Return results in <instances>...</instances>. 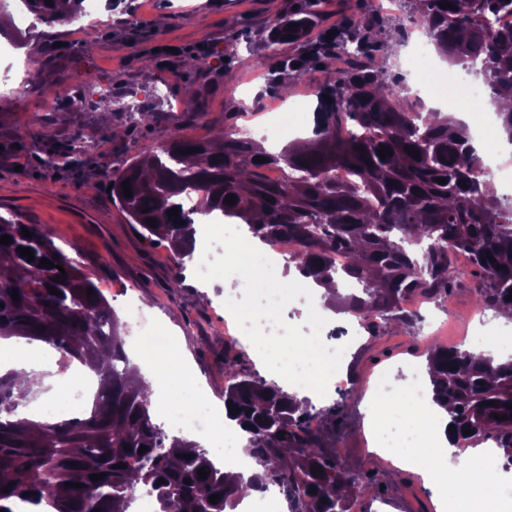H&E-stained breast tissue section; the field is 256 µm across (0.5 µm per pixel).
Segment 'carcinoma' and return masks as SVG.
Returning <instances> with one entry per match:
<instances>
[{
	"instance_id": "cac0c4a2",
	"label": "carcinoma",
	"mask_w": 512,
	"mask_h": 512,
	"mask_svg": "<svg viewBox=\"0 0 512 512\" xmlns=\"http://www.w3.org/2000/svg\"><path fill=\"white\" fill-rule=\"evenodd\" d=\"M444 1L452 7H441ZM83 2L21 0L47 26L80 19ZM399 2L401 17L387 27L363 0V16L354 28L315 42L307 40L315 10L290 2L288 11L268 19L267 48L286 43L290 34L295 36L291 43L300 47V54L288 58L292 72L308 63L353 57L345 68H324L313 91L318 100L314 139L270 153L229 130L219 140L175 133L109 175L112 202L148 243L169 244L179 272L184 258H193L196 244L193 219L178 203L189 188L200 193L199 211L238 218L262 242L294 238L300 248L292 262L300 275L336 282L329 306L365 318L370 332L378 318L409 323L404 302L448 292L456 274L448 262L453 250L471 256L479 304L494 311L512 308V300H505L512 294V199L490 192L488 180L476 174L477 151L463 122L452 114L435 112L429 118L413 111L400 77L378 64L379 46L372 37L375 28L384 26L387 38L400 43L403 20L419 21L448 64L482 78L484 90L473 103L478 108L498 89L512 88V27L496 25L499 16L512 15V0ZM291 23L296 24L294 33ZM326 95L332 102L324 100ZM383 146L392 152L384 160L378 154ZM407 147L418 150V157L409 155ZM272 167L288 170L283 181L266 179ZM340 167L349 170V180L333 176ZM126 180L129 198L121 187ZM229 194L237 198L233 205L224 203ZM175 207L177 220L159 221ZM150 219L157 226L147 224ZM24 227L33 236H24ZM3 234L13 242L0 244V338L48 344L66 363L76 360L92 372L99 394L85 418L36 421L21 416L17 402L21 394L35 395L34 385L12 373L0 377V512H15L20 501H46L52 512H129L139 489L153 497L156 512H200L204 507L235 512L245 489L258 493L269 485L296 495L291 512H350L354 496L378 490L375 476L364 480L336 458L330 432L309 427L316 415L308 400L241 374L226 360L224 408L240 409L232 418L258 441L249 453L264 464L263 472L242 485L209 449L154 422L149 385L133 383L137 367L125 353L119 319L83 262L56 246L38 224L0 219ZM20 247L32 249L34 260L20 256ZM338 249L349 256L341 270L333 263ZM42 258L53 268L39 266ZM59 265L67 279L56 283ZM345 279L356 281L358 288L340 293ZM51 286L61 295L49 293ZM14 290L18 301L12 299ZM427 370L432 402L449 413L456 438L494 440L511 467L512 408L507 404L512 402V360L497 362L466 348L434 344ZM496 414L508 419L498 420ZM465 428L470 434L463 433ZM127 445L131 450H125ZM142 445L148 450L140 454ZM184 454L192 458L187 461ZM316 466L321 472H312ZM199 468L208 472L207 478L197 474ZM99 473L102 479H90ZM213 494L219 495L215 504L209 502Z\"/></svg>"
}]
</instances>
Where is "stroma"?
Here are the masks:
<instances>
[{"label": "stroma", "mask_w": 512, "mask_h": 512, "mask_svg": "<svg viewBox=\"0 0 512 512\" xmlns=\"http://www.w3.org/2000/svg\"><path fill=\"white\" fill-rule=\"evenodd\" d=\"M288 0H112L109 15L85 16L83 32L68 25L47 27L36 20L0 26V44L10 50L0 60V217L38 224L60 247L77 246L93 280L119 318L137 303L153 326L186 350L191 373L207 398L224 397V361L235 369L276 384L277 377L255 360L253 347L232 331L227 299H242L235 280L201 282L195 261L176 273L167 243L142 241L136 225L115 206L104 170L160 145L172 134L195 139L223 137L225 128L261 125L275 105L313 103L320 80L307 64L289 94L272 92L257 68L267 56L266 21ZM207 57L206 69L187 67ZM232 85H225V71ZM63 83L84 98L76 108L48 99L43 86ZM112 89L109 107L96 102L97 86ZM197 102L199 112L186 110ZM142 110L159 112V123L134 125ZM89 149L85 166L48 164L73 137ZM477 283L461 269L447 295L407 302L410 324L382 327L376 335L355 337L349 313L337 312L323 336L343 345V368L354 384L331 393L338 411L335 448L358 475L376 473L380 496H361L360 512H428L433 503L422 478L377 464L365 439L367 387L375 374H391L394 392L409 382L407 366L426 363L430 344L467 341L482 316Z\"/></svg>", "instance_id": "1"}]
</instances>
